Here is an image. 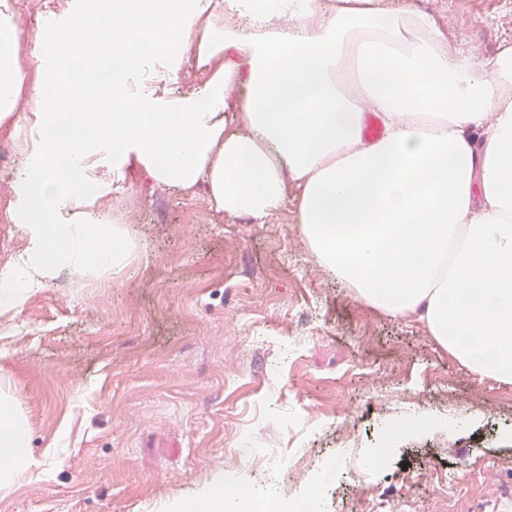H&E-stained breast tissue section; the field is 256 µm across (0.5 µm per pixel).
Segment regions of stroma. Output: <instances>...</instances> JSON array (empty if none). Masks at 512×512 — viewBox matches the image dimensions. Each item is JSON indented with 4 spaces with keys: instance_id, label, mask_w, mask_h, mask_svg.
<instances>
[{
    "instance_id": "stroma-1",
    "label": "stroma",
    "mask_w": 512,
    "mask_h": 512,
    "mask_svg": "<svg viewBox=\"0 0 512 512\" xmlns=\"http://www.w3.org/2000/svg\"><path fill=\"white\" fill-rule=\"evenodd\" d=\"M465 46L493 56L512 39V0H414ZM0 125V251L26 240L7 213L19 156ZM129 218L133 266L101 283L56 272L0 311V373L22 403L36 472L0 490V512H171L217 476L275 491L308 487L323 512H512V383L480 378L416 323L356 299L318 266L291 207L269 223L216 210L205 185L139 171L100 200ZM467 415L451 437L400 439L388 421ZM249 433L253 462L236 459ZM465 484L451 487V473Z\"/></svg>"
}]
</instances>
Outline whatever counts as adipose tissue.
<instances>
[{
  "mask_svg": "<svg viewBox=\"0 0 512 512\" xmlns=\"http://www.w3.org/2000/svg\"><path fill=\"white\" fill-rule=\"evenodd\" d=\"M189 62L205 79L186 89ZM21 105L9 217L27 248L1 311L57 271L134 262L129 224L99 206L131 164L259 224L294 199L311 256L355 298L512 382V39L479 58L408 0H66L28 34L0 0V124ZM29 442L1 380L0 489L32 467ZM173 512L247 505L219 478Z\"/></svg>",
  "mask_w": 512,
  "mask_h": 512,
  "instance_id": "ef3b65f1",
  "label": "adipose tissue"
}]
</instances>
